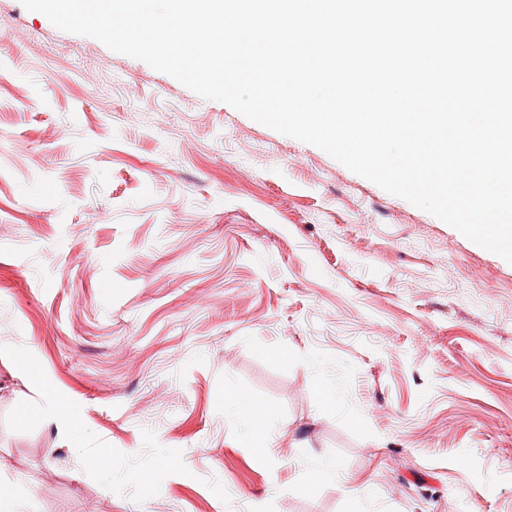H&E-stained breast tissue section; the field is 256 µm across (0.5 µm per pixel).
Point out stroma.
Listing matches in <instances>:
<instances>
[{"instance_id": "1", "label": "stroma", "mask_w": 512, "mask_h": 512, "mask_svg": "<svg viewBox=\"0 0 512 512\" xmlns=\"http://www.w3.org/2000/svg\"><path fill=\"white\" fill-rule=\"evenodd\" d=\"M0 483L22 512H512V264L0 0Z\"/></svg>"}]
</instances>
